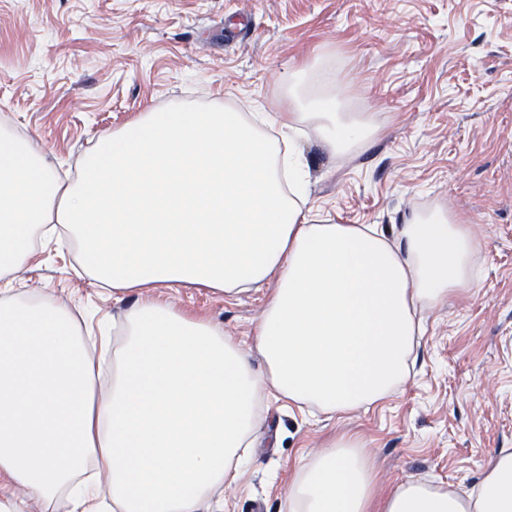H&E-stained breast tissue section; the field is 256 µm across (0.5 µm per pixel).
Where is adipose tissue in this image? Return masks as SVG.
<instances>
[{"mask_svg": "<svg viewBox=\"0 0 512 512\" xmlns=\"http://www.w3.org/2000/svg\"><path fill=\"white\" fill-rule=\"evenodd\" d=\"M285 126L313 128L346 154L378 134L366 112L339 111L324 59L283 79ZM264 113L149 110L102 137L83 177L61 184L26 142L0 131V277L27 243L63 224L96 279L118 290L204 284L234 294L272 285L251 342L151 300L131 307L90 356L72 312L0 296V478L27 500L0 512H50L60 499L101 512L87 465L109 481L112 512H201L231 486L274 389L325 413L373 405L408 376L419 310L476 287L477 245L464 219L414 211L394 239L338 224L307 205L310 162ZM259 350L264 370L255 369ZM111 369L112 386L93 397ZM373 473L357 437L301 464L281 512H369ZM382 512H512V455L466 497L409 481Z\"/></svg>", "mask_w": 512, "mask_h": 512, "instance_id": "obj_1", "label": "adipose tissue"}]
</instances>
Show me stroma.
Returning <instances> with one entry per match:
<instances>
[{
  "label": "stroma",
  "mask_w": 512,
  "mask_h": 512,
  "mask_svg": "<svg viewBox=\"0 0 512 512\" xmlns=\"http://www.w3.org/2000/svg\"><path fill=\"white\" fill-rule=\"evenodd\" d=\"M320 54L346 111L381 129L347 157L306 129L311 206L393 236L410 209L442 204L478 244L479 282L423 311L410 378L378 405L313 416L270 403L250 465L203 512H280L297 465L349 434L378 500L408 480L469 493L512 455V0H0V115L64 181L150 108L282 119L283 77ZM15 288L92 333L153 299L241 340L266 296L159 286L117 301L66 241L38 247Z\"/></svg>",
  "instance_id": "obj_1"
}]
</instances>
